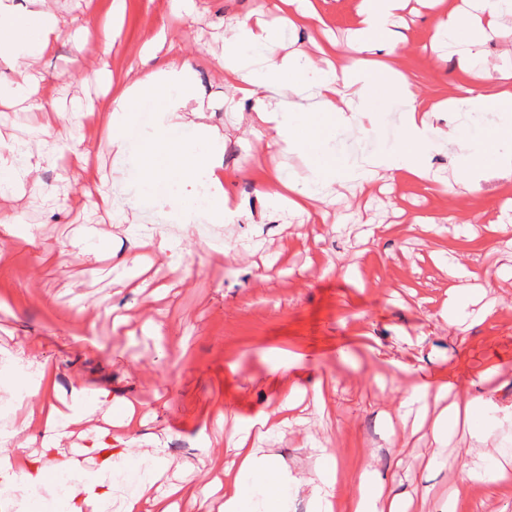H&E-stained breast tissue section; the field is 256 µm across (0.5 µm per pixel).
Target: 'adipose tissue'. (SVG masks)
<instances>
[{"instance_id":"ef3b65f1","label":"adipose tissue","mask_w":512,"mask_h":512,"mask_svg":"<svg viewBox=\"0 0 512 512\" xmlns=\"http://www.w3.org/2000/svg\"><path fill=\"white\" fill-rule=\"evenodd\" d=\"M407 0H362L352 51L339 53L335 44L319 46L322 63L303 49L277 55L283 29L261 22L234 19L224 24V50L217 64L239 103H250V121L272 131L279 152L298 154L307 161L308 175L297 180L277 172L271 183L274 202L300 211L319 201L324 188L344 179L357 187L373 181L375 173L402 174L430 184L432 191L454 193L447 179L437 176L429 163L433 149L453 152L459 168H482L496 159L497 172L512 170V70L488 69L472 73L445 100L425 102L398 70L397 49L404 38L393 20ZM436 29L452 40L469 26L470 42L477 45L495 36V19L512 13V0H469L468 12L435 0ZM62 34L60 21L48 0H27L23 10L0 0V63L14 73L0 84V105L25 102L29 111H43L33 66L53 51ZM382 96H375L377 85ZM395 105L399 112L398 137L369 150L340 151L336 141L359 128L376 101ZM150 107L152 120L141 126L136 114ZM208 104L186 61L172 59L163 70L135 75L111 101L109 148L112 186L100 201L110 209L131 198L154 200L156 211L133 208L136 223L154 224L161 206L183 211L185 221L201 218L211 224L230 223L240 215L236 201L224 192L219 160L220 133L205 122ZM459 113L460 134L441 135L432 119L439 112ZM489 115V122L474 125L470 115ZM194 128V141L173 135ZM136 157L128 171V157ZM53 152L33 154L0 141V196L15 195L20 187L40 190L34 172L53 161ZM205 181L200 199H183L180 187ZM14 212L0 209V232L15 236L16 246L31 250L41 261L66 270L71 266L67 244L49 245L33 231L16 235ZM39 340H27L15 353H0V374L14 378L10 411L13 424L0 429V512H109L112 488L124 483L121 512H179L177 487L167 485L171 461L162 451L142 457V468L128 474L107 449L121 435L135 434L142 425L130 402L116 400L110 389L74 379L68 398H59L54 369L36 360ZM82 448H74L72 439ZM101 451L92 470L81 468L80 452ZM237 475L223 482L205 483L197 512H288V503L307 491L311 512H333L337 499L336 457L318 451V466L304 482L290 480L282 467L261 454L258 447L238 448ZM351 512H406V496H385L370 471H362L351 497Z\"/></svg>"}]
</instances>
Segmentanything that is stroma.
<instances>
[{
  "mask_svg": "<svg viewBox=\"0 0 512 512\" xmlns=\"http://www.w3.org/2000/svg\"><path fill=\"white\" fill-rule=\"evenodd\" d=\"M257 2L195 0L187 16L173 12L170 0H125L121 34L105 56L84 26L108 18L110 0H50L63 33L35 72L45 110L0 106V138L30 139L45 112L90 101L93 117L55 125L51 139L70 150L90 149V171L111 173L110 99L83 82V71L104 66L119 80L132 68L161 69L165 52L147 60L143 47L163 29L197 75L207 123L226 132L224 190L246 214L233 224L154 225L183 253L186 275L176 281L163 266L144 279L127 263L140 242L131 209L105 212L97 196L69 185L68 174L41 166L38 177L57 193L18 199L21 228H38L58 243L93 225L104 231L114 258L93 266L77 261L64 272L0 237V249L13 253L10 265L0 267L7 287L0 295V351L40 338V357L54 365L60 396L82 378L133 401L148 423L126 441V452L135 458L167 449L169 476L181 486L180 512H196L210 461L231 462L234 426L275 409L285 385L304 399L261 446L298 481L313 473L316 449H330L338 471L334 512H347L365 469L385 495L426 493V502H413L409 512H440L449 499L454 512H512V482L472 475L512 448V278L505 274L512 245L499 231L512 225V176L490 172L474 192L438 195L403 175L383 190L342 187L336 204L308 217L275 207L264 194L265 175L283 165L302 178L306 162L279 153L268 130L231 111V91L216 63L225 20L251 16ZM319 3L327 34L298 30L281 42L280 53L294 44L313 49L325 36L348 50L359 0ZM435 22L434 10L420 0H410L397 22L406 38L401 70L426 100L453 95L463 66L461 53L439 60L431 52ZM447 212L455 220L438 234L413 227L414 220ZM219 249L227 258L216 260ZM454 261L477 275L461 325L441 317L446 266ZM102 299L111 315L94 313ZM81 308L92 311L91 323L78 319ZM424 383L447 385L449 401L459 404L484 396L481 422L490 440L478 442L462 423L440 446L428 427H415L402 403Z\"/></svg>",
  "mask_w": 512,
  "mask_h": 512,
  "instance_id": "stroma-1",
  "label": "stroma"
}]
</instances>
